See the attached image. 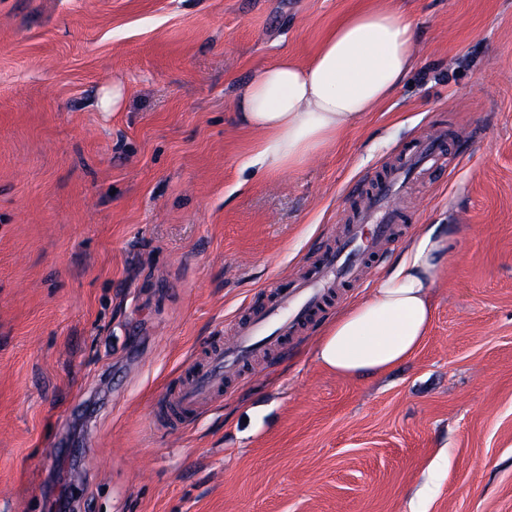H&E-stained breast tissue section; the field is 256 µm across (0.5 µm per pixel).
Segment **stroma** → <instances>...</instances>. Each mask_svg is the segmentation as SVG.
Instances as JSON below:
<instances>
[{
    "label": "stroma",
    "instance_id": "1",
    "mask_svg": "<svg viewBox=\"0 0 512 512\" xmlns=\"http://www.w3.org/2000/svg\"><path fill=\"white\" fill-rule=\"evenodd\" d=\"M398 2L416 64L297 167L243 168L235 95ZM118 108L104 104L113 84ZM439 129L406 191L448 230L429 332L376 377L317 362L350 288L187 431L151 411L191 355ZM94 451L98 468L84 466ZM512 512V0H0V512Z\"/></svg>",
    "mask_w": 512,
    "mask_h": 512
}]
</instances>
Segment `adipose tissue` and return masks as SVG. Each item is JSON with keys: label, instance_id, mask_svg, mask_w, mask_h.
Instances as JSON below:
<instances>
[{"label": "adipose tissue", "instance_id": "ef3b65f1", "mask_svg": "<svg viewBox=\"0 0 512 512\" xmlns=\"http://www.w3.org/2000/svg\"><path fill=\"white\" fill-rule=\"evenodd\" d=\"M414 19L396 6L352 13L304 64L281 57L237 92V121L260 132L248 165L293 168L387 103L415 66ZM448 240L422 225L369 298L342 312L315 347L346 376H374L409 360L433 316L432 287Z\"/></svg>", "mask_w": 512, "mask_h": 512}]
</instances>
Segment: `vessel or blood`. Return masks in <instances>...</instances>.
I'll return each mask as SVG.
<instances>
[{"mask_svg": "<svg viewBox=\"0 0 512 512\" xmlns=\"http://www.w3.org/2000/svg\"><path fill=\"white\" fill-rule=\"evenodd\" d=\"M441 157L436 138L417 139L375 191L363 195L342 237L303 274L276 289L267 303L240 316L230 340L211 342L204 358L193 360L188 377L158 402L155 423L182 425L215 405L224 395L226 379L245 372L257 354L282 347L341 289L358 287L377 245L395 238L401 221L398 201L408 183L435 167Z\"/></svg>", "mask_w": 512, "mask_h": 512, "instance_id": "1", "label": "vessel or blood"}]
</instances>
